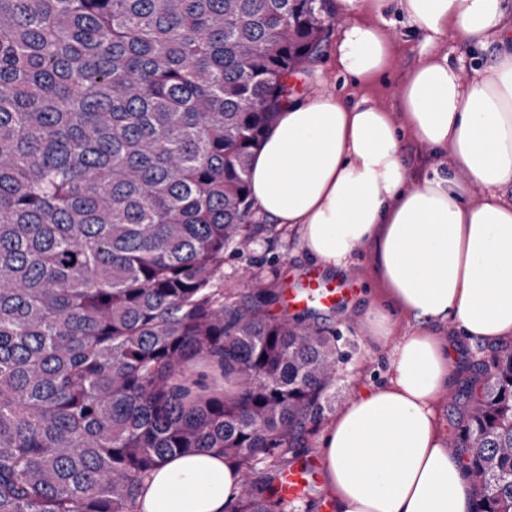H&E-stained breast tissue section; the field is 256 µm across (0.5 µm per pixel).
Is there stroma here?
I'll list each match as a JSON object with an SVG mask.
<instances>
[{
	"mask_svg": "<svg viewBox=\"0 0 512 512\" xmlns=\"http://www.w3.org/2000/svg\"><path fill=\"white\" fill-rule=\"evenodd\" d=\"M392 45L389 75L385 80L365 87V94L390 112H398L399 79L425 54L423 39L402 20H394L387 29ZM263 277H277L283 290L301 291L309 280H318L325 288L348 287L349 294L337 306L328 308L319 298H312L308 305L319 313L321 320L338 336L339 363L336 370V403H344L360 384L378 381L385 368L387 355L412 324L409 316L395 313L392 333L381 343L364 336L360 319L370 308L383 305L389 298V284L376 260L372 246H358L354 254V273L344 281L328 276L322 266L302 251L294 236L256 234L254 243L244 253L226 251L224 254V282L233 286L242 269ZM478 345L464 337H455L452 352V379L450 387L459 390L475 387L480 377L475 370Z\"/></svg>",
	"mask_w": 512,
	"mask_h": 512,
	"instance_id": "1",
	"label": "stroma"
}]
</instances>
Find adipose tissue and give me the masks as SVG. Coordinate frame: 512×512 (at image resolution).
<instances>
[{
  "label": "adipose tissue",
  "mask_w": 512,
  "mask_h": 512,
  "mask_svg": "<svg viewBox=\"0 0 512 512\" xmlns=\"http://www.w3.org/2000/svg\"><path fill=\"white\" fill-rule=\"evenodd\" d=\"M346 24L328 55L352 86L385 78L388 14L419 33L425 59L399 83L400 117L369 96L319 91L293 101L254 156L253 208L294 231L340 273L371 244L391 298L413 324L378 384L328 421L317 446L335 512H466L461 458L439 432L451 379L444 328L481 345L512 343V0H336ZM496 46L462 82L448 32ZM447 175L416 179L409 146ZM241 468L215 452L166 457L139 512H232Z\"/></svg>",
  "instance_id": "obj_1"
}]
</instances>
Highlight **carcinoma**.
Masks as SVG:
<instances>
[{"mask_svg": "<svg viewBox=\"0 0 512 512\" xmlns=\"http://www.w3.org/2000/svg\"><path fill=\"white\" fill-rule=\"evenodd\" d=\"M334 0H0V512H137L169 455L219 450L275 486L330 407L336 336L224 287L249 169L333 31ZM448 438L512 512V348L481 359Z\"/></svg>", "mask_w": 512, "mask_h": 512, "instance_id": "carcinoma-1", "label": "carcinoma"}]
</instances>
